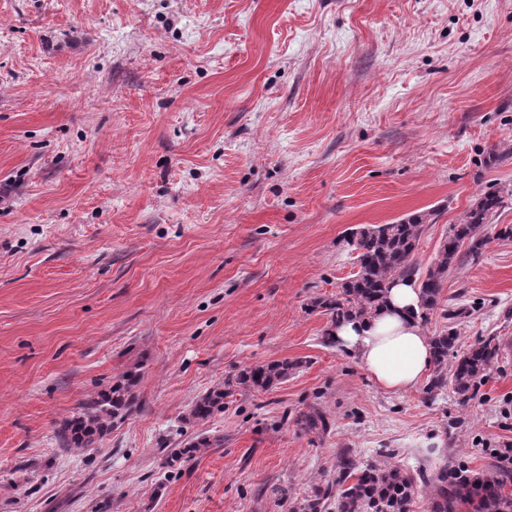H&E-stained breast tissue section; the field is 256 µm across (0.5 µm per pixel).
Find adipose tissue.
Returning <instances> with one entry per match:
<instances>
[{
    "instance_id": "ef3b65f1",
    "label": "adipose tissue",
    "mask_w": 512,
    "mask_h": 512,
    "mask_svg": "<svg viewBox=\"0 0 512 512\" xmlns=\"http://www.w3.org/2000/svg\"><path fill=\"white\" fill-rule=\"evenodd\" d=\"M420 301L412 280L397 281L375 316L341 322L333 332L337 345L356 354L384 391L414 388L432 367V340L416 317Z\"/></svg>"
}]
</instances>
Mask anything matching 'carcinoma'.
<instances>
[{
  "label": "carcinoma",
  "mask_w": 512,
  "mask_h": 512,
  "mask_svg": "<svg viewBox=\"0 0 512 512\" xmlns=\"http://www.w3.org/2000/svg\"><path fill=\"white\" fill-rule=\"evenodd\" d=\"M512 189L502 195L498 191L479 197L454 224L448 225L434 260L424 274L414 261L425 225L434 221L435 212L424 211L391 224L363 226L344 238L355 253L358 271L341 285L336 297L318 299L312 308L328 317L323 343L333 347L336 324L349 317H369L385 302L388 289L396 279H414L420 290L418 318L426 324L440 300L448 272L461 254L477 256L490 242L489 226L497 212L507 206ZM434 376L430 390L450 384L458 397L470 400L498 359L497 337L487 336L469 349H457V336L443 331L433 336ZM299 367L297 363L272 362L241 369L224 380V384L199 397L184 417L191 422L205 420L224 409L226 399L235 390L262 391L285 380ZM135 375L128 373L112 383V387L85 402L61 431L69 447L92 448L116 424L133 412L135 396L132 387ZM297 423L311 432H327V415L312 409L300 414ZM224 438L197 436L186 447L178 448L167 457L173 466L193 459L208 448L223 445ZM427 489L429 512H512V469L494 461L489 469L474 472L465 467H441L422 476ZM336 512H411L417 486L414 478L402 467L390 462L358 465L351 453L344 451L336 462ZM331 488L315 492L301 512H322Z\"/></svg>",
  "instance_id": "carcinoma-1"
}]
</instances>
